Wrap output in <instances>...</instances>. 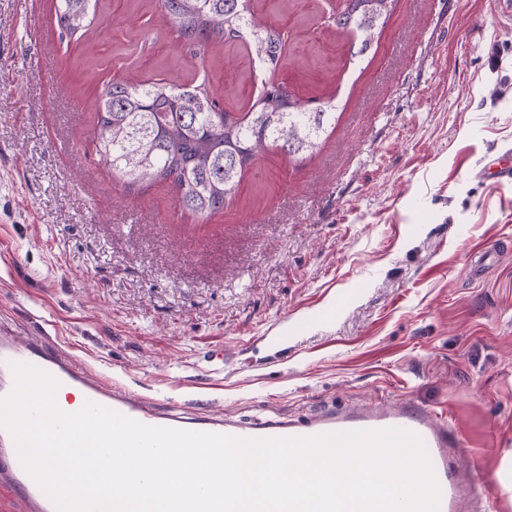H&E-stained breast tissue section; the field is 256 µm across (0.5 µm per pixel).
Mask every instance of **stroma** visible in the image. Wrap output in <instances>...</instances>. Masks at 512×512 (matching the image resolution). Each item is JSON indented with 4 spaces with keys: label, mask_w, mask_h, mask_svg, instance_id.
Wrapping results in <instances>:
<instances>
[{
    "label": "stroma",
    "mask_w": 512,
    "mask_h": 512,
    "mask_svg": "<svg viewBox=\"0 0 512 512\" xmlns=\"http://www.w3.org/2000/svg\"><path fill=\"white\" fill-rule=\"evenodd\" d=\"M286 35L195 54L158 0H99L81 38L52 0H0V324L45 328L151 401L244 419L409 401L442 416L512 512V16L395 0L356 65L329 0H250ZM205 84L228 112L276 81L336 126L271 151L223 210L126 191L91 143L104 84Z\"/></svg>",
    "instance_id": "obj_1"
}]
</instances>
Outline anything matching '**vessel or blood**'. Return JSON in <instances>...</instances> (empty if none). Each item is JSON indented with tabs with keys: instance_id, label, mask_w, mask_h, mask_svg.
<instances>
[{
	"instance_id": "obj_1",
	"label": "vessel or blood",
	"mask_w": 512,
	"mask_h": 512,
	"mask_svg": "<svg viewBox=\"0 0 512 512\" xmlns=\"http://www.w3.org/2000/svg\"><path fill=\"white\" fill-rule=\"evenodd\" d=\"M35 366L51 376L61 388L81 394L90 401L113 409L149 426L212 432L240 438L309 437L324 433L381 430L399 427L413 431L425 443L441 489L439 512H466L469 505L482 504L477 485L462 484L456 470L461 450L447 423L435 412L404 402L367 404L339 412L321 409L304 417L277 416L245 421L231 416H187L158 407L134 392L121 389L92 371L80 358L61 352L45 333L19 338L12 331L0 332V397L8 395L14 378L10 362ZM0 486L6 487L26 512H54V507L17 456L10 433L0 428Z\"/></svg>"
}]
</instances>
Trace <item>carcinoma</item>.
Wrapping results in <instances>:
<instances>
[{"label":"carcinoma","instance_id":"1","mask_svg":"<svg viewBox=\"0 0 512 512\" xmlns=\"http://www.w3.org/2000/svg\"><path fill=\"white\" fill-rule=\"evenodd\" d=\"M180 40L194 48L213 39H242L274 72L284 50L281 33L258 22L249 0H159ZM353 11L335 15L336 31L351 39L352 57L372 49L395 0H352ZM95 10L92 0H55L60 36H83ZM335 120V106L310 109L281 85L264 84L249 112H221L199 86L117 81L103 86L93 131L99 161L129 190L170 183L178 204L199 218L224 209L241 177L263 153L311 155Z\"/></svg>","mask_w":512,"mask_h":512}]
</instances>
